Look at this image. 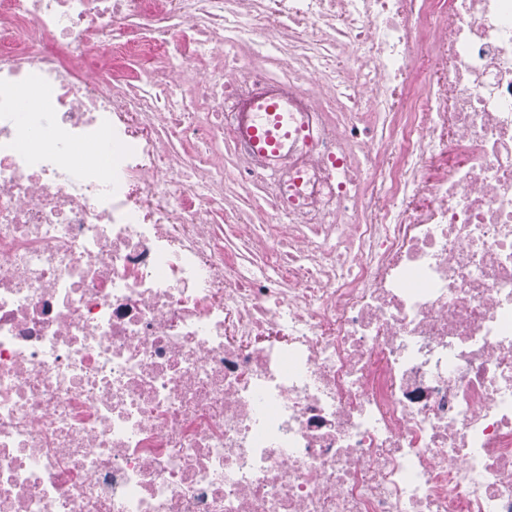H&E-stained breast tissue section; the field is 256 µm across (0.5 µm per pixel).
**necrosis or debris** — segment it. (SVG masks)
I'll return each instance as SVG.
<instances>
[{
    "label": "necrosis or debris",
    "instance_id": "1",
    "mask_svg": "<svg viewBox=\"0 0 512 512\" xmlns=\"http://www.w3.org/2000/svg\"><path fill=\"white\" fill-rule=\"evenodd\" d=\"M0 512H512V0H0ZM280 123L277 128L248 126L245 128L246 137L253 150L261 155L269 152L277 154L288 146V112L278 114Z\"/></svg>",
    "mask_w": 512,
    "mask_h": 512
}]
</instances>
